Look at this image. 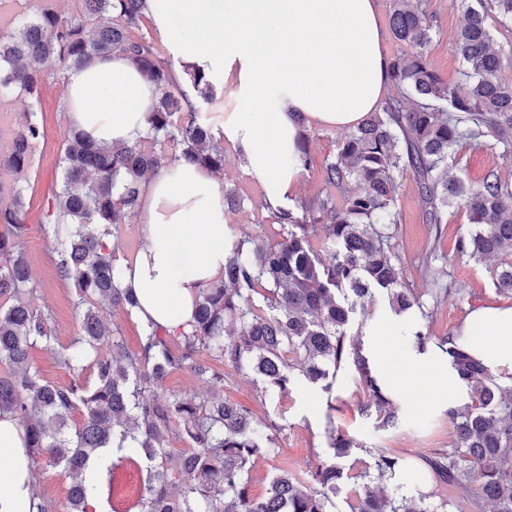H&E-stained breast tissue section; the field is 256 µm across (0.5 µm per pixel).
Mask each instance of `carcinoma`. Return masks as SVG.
<instances>
[{"label": "carcinoma", "mask_w": 512, "mask_h": 512, "mask_svg": "<svg viewBox=\"0 0 512 512\" xmlns=\"http://www.w3.org/2000/svg\"><path fill=\"white\" fill-rule=\"evenodd\" d=\"M465 23L454 45L461 81L450 85L426 60L424 48L434 25L427 0H390L389 27L404 47L389 60L387 80L396 88L380 111L368 113L326 158L325 188L310 198L284 205L255 222L279 226V240L264 244L259 235L232 230L224 271L195 300L188 330L169 333L143 327L144 339L129 350L119 328L107 327L98 305L136 313L138 302L121 287L123 266L113 237L140 209L141 182L180 160L217 177L224 174V148L214 144L212 125L199 117L201 104L215 100L210 74L186 67L179 79L174 64L145 24L144 0H75L69 17L45 6L0 27V107L15 93L37 102L41 73L66 77L96 57L124 56L155 88L147 130L134 143L97 144L71 127L60 153L62 177L47 201L46 233L57 253L60 276L75 290L81 333L69 345L54 346L50 316L32 306L35 289L24 259L27 188L0 182V412L20 422L27 447L46 464L61 466L72 479L65 512H93L88 497L87 463L109 444L126 448L112 465L142 457L147 481L139 512H333V497L344 479L336 459L358 447L336 427L332 412L336 375L351 367L363 382L361 413L375 416L383 430L396 426L389 393L373 372L351 329L367 317L372 291L386 292L395 314L412 309L428 319V306L409 287L396 251L394 229L398 179L412 173L426 221L442 224L443 209H465L471 229L455 242V253L482 261L512 251V183L490 171L477 185L453 170L462 141L500 151L512 166V81L501 77L512 59V41L493 44L488 5L498 22L512 27V0H458ZM6 169L15 175L32 164L34 146L44 138L37 110L17 128H1ZM360 186L348 191L351 183ZM254 195L248 185L224 191L232 210ZM333 252L326 263L323 251ZM431 269L427 294L448 295L444 277ZM499 293L512 296V262L493 270ZM419 354L435 345L470 392L471 402L449 414L455 446L424 457L435 482H474L473 512L490 502L494 512H512V375L498 376L462 347L459 337L433 338L423 327L412 331ZM57 355L72 373L67 385L45 380L32 366V349ZM250 371L262 383L260 397L283 395L293 371L327 395L325 435L329 454L303 475L280 470L265 493L256 495L243 474L255 459L281 454L275 433L283 426L260 419L247 406L224 397V372L203 358ZM207 377L205 396L159 393L174 370ZM87 370L95 381L83 378ZM82 425L70 429L72 414ZM188 442L178 456L170 436ZM402 458L384 452L353 474L359 484L351 512H452L447 498L388 494L384 482Z\"/></svg>", "instance_id": "cac0c4a2"}]
</instances>
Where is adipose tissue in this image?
I'll return each mask as SVG.
<instances>
[{
    "mask_svg": "<svg viewBox=\"0 0 512 512\" xmlns=\"http://www.w3.org/2000/svg\"><path fill=\"white\" fill-rule=\"evenodd\" d=\"M144 11L178 64L237 73L239 109L226 118L224 137L274 208L302 173L294 160L296 114L354 127L376 109L387 83L376 0H145ZM154 96L153 86L115 54L70 72L65 110L97 143L131 142L144 133ZM139 216L143 245L124 285L139 299L142 324L175 330L224 267V195L209 173L181 164L143 183ZM458 334L492 372L512 371V307L474 308ZM416 372L438 376L435 404L455 409L467 401L466 385L432 355L417 361ZM0 449V512H37L25 430L8 413L0 414Z\"/></svg>",
    "mask_w": 512,
    "mask_h": 512,
    "instance_id": "adipose-tissue-1",
    "label": "adipose tissue"
}]
</instances>
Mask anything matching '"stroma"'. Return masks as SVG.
I'll list each match as a JSON object with an SVG mask.
<instances>
[{
    "label": "stroma",
    "instance_id": "stroma-1",
    "mask_svg": "<svg viewBox=\"0 0 512 512\" xmlns=\"http://www.w3.org/2000/svg\"><path fill=\"white\" fill-rule=\"evenodd\" d=\"M437 34L426 47L430 66L449 84L460 81L461 64L454 52L453 39L464 24V15L455 0H430ZM66 82L58 75L45 73L40 90L39 118L44 137L37 145L33 164L20 181L27 188V231L24 256L36 287L33 304L50 314L51 329L58 346H67L79 334V319L73 306V287L62 281L55 265L54 243L45 232L47 198L60 177L58 166L61 143L69 126L63 109ZM310 151L314 158L311 169L303 171L296 191L297 197H311L323 187L322 165L332 154L345 129L330 126H311L308 129ZM458 174L477 184L492 170L502 178L512 179V168L504 166L498 152L488 144L461 143L455 153ZM397 208L401 221L397 228V250L404 263L408 282L417 292L426 289L425 257L437 250L446 257L445 265L453 277L447 299L443 300L429 320L433 335L455 332L468 313L485 303H506L492 284L491 272L497 259L480 264L469 262L454 254V243L469 229L467 215L458 208L449 209L441 228L428 224L419 202V189L413 175L404 176L397 191ZM374 317L364 322L361 340L370 354H377L379 339L374 334L376 322H384L389 330L388 345L393 365L402 375V393L394 404L399 409V424L395 429H377L373 418L362 415L360 406L365 398L357 374L352 368L341 369L336 376V425L355 442L372 451H385L402 456L412 463L398 486L402 493L412 496L434 490L435 483L421 462L424 455L448 448L453 427L444 409L428 399L427 387L418 378L407 376L418 355L409 346V339L398 326L395 317L382 301L373 305ZM257 381L253 374L235 373L224 383V393L230 399L251 407L257 415L281 416L283 431L278 434L283 460L290 469L302 472L327 451L324 434L326 396L296 377L285 397L270 396L259 400Z\"/></svg>",
    "mask_w": 512,
    "mask_h": 512
}]
</instances>
